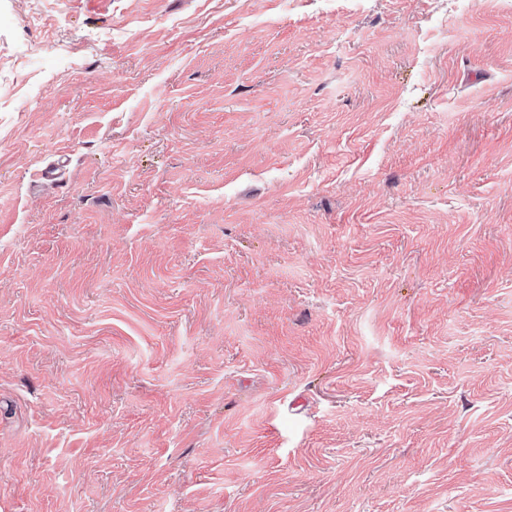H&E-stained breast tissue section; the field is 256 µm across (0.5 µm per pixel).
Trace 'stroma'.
<instances>
[{
    "label": "stroma",
    "instance_id": "35a3bbf8",
    "mask_svg": "<svg viewBox=\"0 0 512 512\" xmlns=\"http://www.w3.org/2000/svg\"><path fill=\"white\" fill-rule=\"evenodd\" d=\"M0 512H512V0H0Z\"/></svg>",
    "mask_w": 512,
    "mask_h": 512
}]
</instances>
